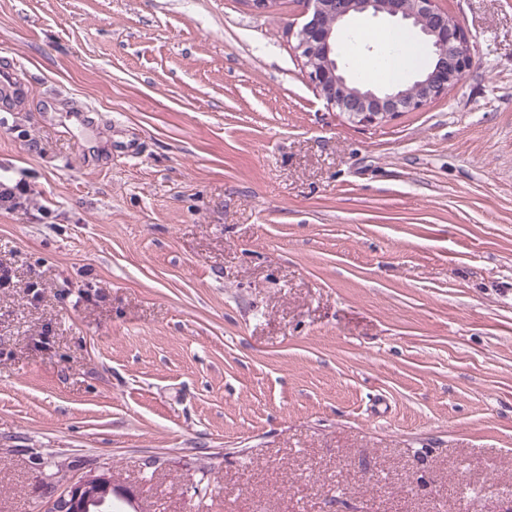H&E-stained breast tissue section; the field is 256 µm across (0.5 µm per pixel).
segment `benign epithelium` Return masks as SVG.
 <instances>
[{
	"mask_svg": "<svg viewBox=\"0 0 512 512\" xmlns=\"http://www.w3.org/2000/svg\"><path fill=\"white\" fill-rule=\"evenodd\" d=\"M312 8L297 34L295 53L309 82L327 104L355 124L387 123L404 111L424 109L447 96L470 69L473 53L466 31L439 0H306ZM359 17L408 21L424 35L431 62L418 80L399 90L355 87L341 72L338 48L342 33ZM135 509L134 493L116 485L109 467L67 481L47 512H109L113 499Z\"/></svg>",
	"mask_w": 512,
	"mask_h": 512,
	"instance_id": "obj_1",
	"label": "benign epithelium"
}]
</instances>
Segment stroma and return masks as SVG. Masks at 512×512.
<instances>
[{
	"mask_svg": "<svg viewBox=\"0 0 512 512\" xmlns=\"http://www.w3.org/2000/svg\"><path fill=\"white\" fill-rule=\"evenodd\" d=\"M359 126L305 0H0V512H512V0ZM124 501L133 510L135 495L116 485L110 467H98L81 477L67 481L64 489L48 505L47 512H108L113 498Z\"/></svg>",
	"mask_w": 512,
	"mask_h": 512,
	"instance_id": "35a3bbf8",
	"label": "stroma"
}]
</instances>
